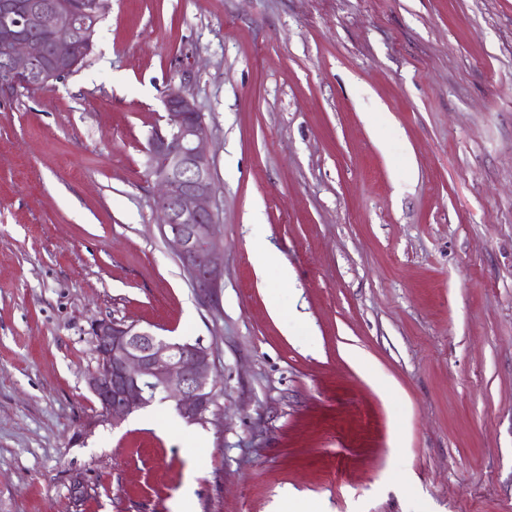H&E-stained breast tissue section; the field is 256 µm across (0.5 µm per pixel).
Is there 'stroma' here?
<instances>
[{"label": "stroma", "mask_w": 512, "mask_h": 512, "mask_svg": "<svg viewBox=\"0 0 512 512\" xmlns=\"http://www.w3.org/2000/svg\"><path fill=\"white\" fill-rule=\"evenodd\" d=\"M174 86L215 307L153 208ZM99 318L212 348L208 422L98 424ZM292 507L512 512V0H108L76 72L0 92V512Z\"/></svg>", "instance_id": "1"}]
</instances>
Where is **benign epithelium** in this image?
I'll return each mask as SVG.
<instances>
[{
    "mask_svg": "<svg viewBox=\"0 0 512 512\" xmlns=\"http://www.w3.org/2000/svg\"><path fill=\"white\" fill-rule=\"evenodd\" d=\"M107 0H0V89L33 79L52 89L82 63L79 46H93ZM164 125L149 139V154L162 159L151 172L153 205L163 236L173 247L203 304L218 302L224 249L216 236L218 215L209 157L208 129L196 119L193 98L172 87L163 99ZM97 366L88 386L101 410L98 422L119 426L155 397L175 402L189 423H205L214 404L216 360L200 343L167 341L148 329L115 319L91 324Z\"/></svg>",
    "mask_w": 512,
    "mask_h": 512,
    "instance_id": "benign-epithelium-1",
    "label": "benign epithelium"
}]
</instances>
